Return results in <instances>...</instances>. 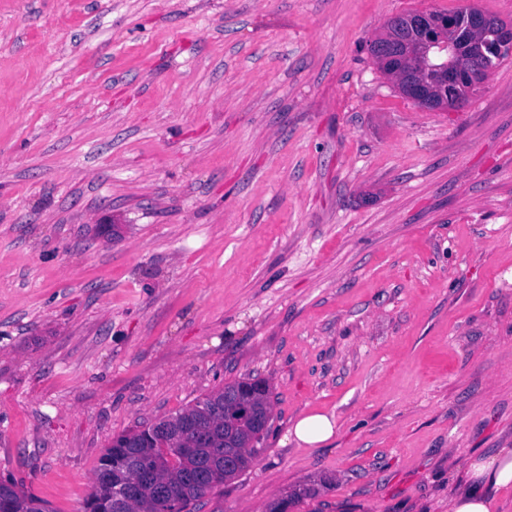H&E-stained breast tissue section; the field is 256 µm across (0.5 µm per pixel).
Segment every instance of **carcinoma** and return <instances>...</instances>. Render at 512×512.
I'll use <instances>...</instances> for the list:
<instances>
[{"mask_svg": "<svg viewBox=\"0 0 512 512\" xmlns=\"http://www.w3.org/2000/svg\"><path fill=\"white\" fill-rule=\"evenodd\" d=\"M387 26L400 40L418 30L412 15L391 18ZM382 71L406 82L418 79L412 62L402 56L385 62ZM271 412L268 383L257 377H242L198 399L187 410L130 430L112 440L100 459L83 512H116L121 487L136 484V496L124 503L122 512H185L187 506L245 471L252 462L251 447L262 436L253 417ZM233 448L235 469L224 472V448ZM209 471L214 479L200 484L195 476ZM167 489L163 499L156 484ZM316 490L302 488L268 505V512H285L293 498L313 496ZM0 512H49L46 503L0 480Z\"/></svg>", "mask_w": 512, "mask_h": 512, "instance_id": "obj_1", "label": "carcinoma"}]
</instances>
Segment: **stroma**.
I'll use <instances>...</instances> for the list:
<instances>
[{
  "label": "stroma",
  "instance_id": "35a3bbf8",
  "mask_svg": "<svg viewBox=\"0 0 512 512\" xmlns=\"http://www.w3.org/2000/svg\"><path fill=\"white\" fill-rule=\"evenodd\" d=\"M512 0H0V479L81 512L113 439L253 374L190 512H448L512 448V56L459 109L369 53ZM334 415L330 445L290 440ZM398 55L400 56L385 62L384 67L380 66L379 68L385 74H396L401 76L403 81L410 82L406 88L407 96L412 101H419L423 96L424 87L426 85L424 82L415 81L418 80L419 77L416 74L417 71L412 62L401 56L402 54ZM435 90L436 88H432V91L427 95V97L419 102H416V104L419 106L435 109L437 103V92Z\"/></svg>",
  "mask_w": 512,
  "mask_h": 512
}]
</instances>
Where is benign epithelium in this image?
Masks as SVG:
<instances>
[{"instance_id":"7a95c632","label":"benign epithelium","mask_w":512,"mask_h":512,"mask_svg":"<svg viewBox=\"0 0 512 512\" xmlns=\"http://www.w3.org/2000/svg\"><path fill=\"white\" fill-rule=\"evenodd\" d=\"M465 23L452 15L426 18L418 24L421 35L404 46L405 55L420 61L427 80L437 81V87L452 97L467 85L480 87L487 71L467 63L468 53L512 52V24H494L479 10L464 12Z\"/></svg>"}]
</instances>
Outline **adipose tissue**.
I'll use <instances>...</instances> for the list:
<instances>
[{
	"label": "adipose tissue",
	"instance_id": "obj_1",
	"mask_svg": "<svg viewBox=\"0 0 512 512\" xmlns=\"http://www.w3.org/2000/svg\"><path fill=\"white\" fill-rule=\"evenodd\" d=\"M512 489V448L472 461L462 488L448 500V512H498L499 494Z\"/></svg>",
	"mask_w": 512,
	"mask_h": 512
}]
</instances>
